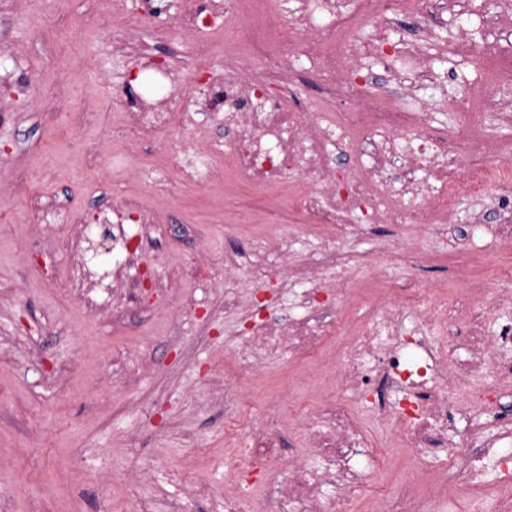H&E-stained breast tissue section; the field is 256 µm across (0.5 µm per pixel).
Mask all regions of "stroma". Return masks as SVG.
<instances>
[{
  "label": "stroma",
  "mask_w": 512,
  "mask_h": 512,
  "mask_svg": "<svg viewBox=\"0 0 512 512\" xmlns=\"http://www.w3.org/2000/svg\"><path fill=\"white\" fill-rule=\"evenodd\" d=\"M46 0L0 21V50L24 45L34 73L61 78L64 107L57 122L28 111L42 88L31 83L17 99L16 121L0 123V171L30 178V192L0 200V497L8 512H218L230 487L224 445V355L241 326L221 302L178 313L167 289L187 288L179 274L192 261L189 244L144 246L141 266L156 287L139 291L120 322L94 311L97 294L83 291L61 242L37 248L28 265L19 249L33 219L31 197L52 193L71 207L86 205L99 180L115 195H148L138 171L149 159L125 154L114 168L95 162L120 122L113 84L134 72L85 27V0ZM82 127L71 139V121ZM260 194L234 183L217 191L186 189L167 206L197 225L212 258L226 236L244 234L242 207L262 208ZM263 379L241 378L257 394L286 386L293 400L326 393L329 369L269 363Z\"/></svg>",
  "instance_id": "1"
}]
</instances>
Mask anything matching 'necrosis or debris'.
Segmentation results:
<instances>
[{"mask_svg": "<svg viewBox=\"0 0 512 512\" xmlns=\"http://www.w3.org/2000/svg\"><path fill=\"white\" fill-rule=\"evenodd\" d=\"M91 2L87 23L143 74L112 87L126 152L163 153L167 136L184 138L144 174L156 203L134 191L113 199L106 182L79 211L37 197L35 223L62 228L71 264L87 269L81 246L101 224L126 249L167 237L160 200L221 188L231 176L285 190L305 228L251 235L220 264L199 252L185 271L197 290L191 306L208 305L220 288L225 310L246 324L232 354L248 372L282 354L312 363L336 352L332 393L299 404L289 423L282 400L255 406L225 388L224 439L244 464L226 470L235 490L224 512H249L260 478L271 512H512V361L497 355L512 343V323L495 336L482 330L491 309L512 308V265L450 297L426 278L429 257L405 234L415 226L460 258L476 237L512 245L511 224L478 222L464 234L455 223L461 197L492 185L512 215V142L492 134L506 117L502 93L512 92L500 38L512 35V0H136L131 18L113 14L110 0ZM473 9L492 16L497 36L479 40L462 27L441 39L444 13ZM405 23L414 30L407 41ZM176 32L188 41L190 69L158 50ZM476 58L484 62L476 78L446 96L437 62ZM382 75L383 94L375 90ZM304 87L318 105L301 96ZM439 112L452 113L454 127L439 123ZM203 116L223 138L196 136ZM348 155L353 170L339 169ZM376 224L390 227L410 273L390 275L389 254H379L372 309L352 320L318 295L328 277L336 298L347 296L362 259L337 243ZM243 252L244 285L236 278ZM383 426L431 473L430 485L382 487ZM291 433L311 460L284 455Z\"/></svg>", "mask_w": 512, "mask_h": 512, "instance_id": "1", "label": "necrosis or debris"}]
</instances>
